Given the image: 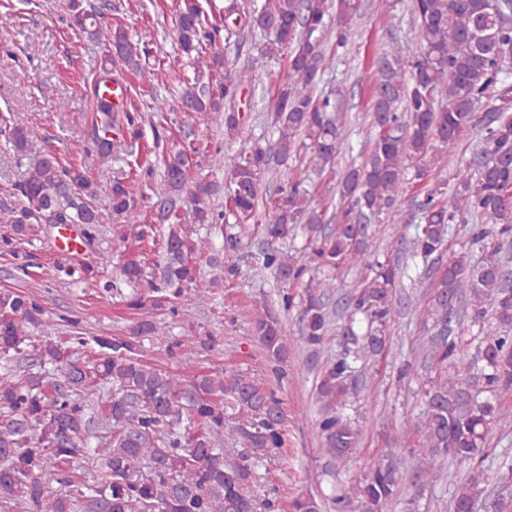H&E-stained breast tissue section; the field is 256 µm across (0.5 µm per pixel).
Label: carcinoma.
I'll use <instances>...</instances> for the list:
<instances>
[{
    "mask_svg": "<svg viewBox=\"0 0 512 512\" xmlns=\"http://www.w3.org/2000/svg\"><path fill=\"white\" fill-rule=\"evenodd\" d=\"M361 7V0H248L225 8L220 28L205 25L196 0H182L178 42L197 66L182 101L192 103L193 117L205 126L224 120L226 142L243 135L249 114L233 104L244 78L223 55L203 54L202 44L222 32L227 43L235 28L248 27L270 36L262 44L265 55H288L286 79L267 115L277 138L271 148L254 145L224 156L229 182L222 210L214 204V183L189 182L197 149L165 148L159 196L167 212L181 202L185 214L168 225L160 280L147 279L133 262L120 268V276L133 288L128 305L173 314L186 295L202 306L210 300L193 288L195 225L217 228L233 248L254 224L272 240L302 233L305 260L276 247L257 257L260 268L281 282H305L298 302L290 291L280 294L284 311L298 309L299 336L288 337L278 316L265 310L253 318L254 345L278 379L291 344L308 351L319 373L314 431L326 466L338 474L359 441L349 410L356 399L375 395L365 364L386 351L399 304L402 268L380 259L373 226L406 225L408 255L425 264L445 253L452 225H467L481 258L474 263L470 251L454 254L429 284L413 348L424 368L420 410L401 426L408 445L387 449L355 478L337 480L328 500L334 512H385L401 501L415 512L425 492L441 482L445 466L456 464L467 472L450 490L449 512H481L489 479L484 449L503 416L502 398L512 394V0H410L418 43L407 47L392 38L377 58L371 150L339 174L335 211L328 216L311 207L299 179L280 184L277 198H264V176L302 150L321 172L335 165L349 115L316 87L334 60L326 39L346 49ZM105 9L112 4L73 16L108 48L93 77L95 143L103 164L111 157L116 121L112 102L103 98L106 77L117 65L139 68L140 57L126 31L105 22ZM123 121L122 128L138 137L141 113L126 112ZM470 134L472 157L456 167L452 191L438 183L405 213L410 180H426L438 155L453 157ZM7 139L27 159L26 130L14 126ZM17 191L21 204L0 209V252L18 260L23 272L34 256L21 244H32L40 225L78 224L83 240L92 241L100 225L131 223L137 209L120 180L109 187L108 205L100 206L101 185L50 152L28 159ZM341 269L368 274L339 310L332 305L333 277L321 272ZM58 271L81 280L98 276L92 266L64 264ZM53 330L34 294L0 291L1 503L22 505L25 512H279L277 499L251 492L258 468L280 456L288 432V407L267 380L226 367L188 386L146 364L143 342L166 335V325L155 320L140 322L130 336L94 337L98 350L86 361L74 357L89 345L85 337L65 342ZM335 336L340 350L321 357ZM216 343L212 336H181L171 347L193 351ZM29 355L41 371L18 370ZM97 406L102 434L94 444L87 412ZM223 437L241 449L218 447ZM90 455L99 472L72 475L73 464Z\"/></svg>",
    "mask_w": 512,
    "mask_h": 512,
    "instance_id": "carcinoma-1",
    "label": "carcinoma"
}]
</instances>
